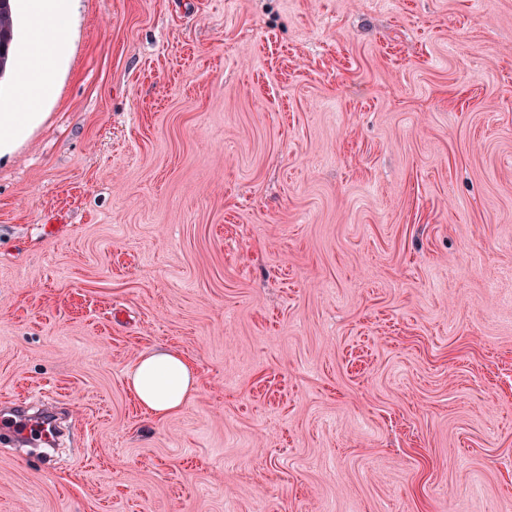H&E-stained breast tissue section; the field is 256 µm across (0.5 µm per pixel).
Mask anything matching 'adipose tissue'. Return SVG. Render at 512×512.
Returning a JSON list of instances; mask_svg holds the SVG:
<instances>
[{"instance_id":"obj_1","label":"adipose tissue","mask_w":512,"mask_h":512,"mask_svg":"<svg viewBox=\"0 0 512 512\" xmlns=\"http://www.w3.org/2000/svg\"><path fill=\"white\" fill-rule=\"evenodd\" d=\"M28 64L17 76L25 107L0 114V148L14 141L35 119V110L50 91L49 72L65 51L57 33L66 23L69 0H30ZM139 402L157 418L179 411L196 390L191 366L178 354L155 350L142 356L128 373Z\"/></svg>"}]
</instances>
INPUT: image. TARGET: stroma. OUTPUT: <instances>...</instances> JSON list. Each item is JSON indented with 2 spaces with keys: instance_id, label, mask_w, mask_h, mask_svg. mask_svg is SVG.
Instances as JSON below:
<instances>
[{
  "instance_id": "stroma-1",
  "label": "stroma",
  "mask_w": 512,
  "mask_h": 512,
  "mask_svg": "<svg viewBox=\"0 0 512 512\" xmlns=\"http://www.w3.org/2000/svg\"><path fill=\"white\" fill-rule=\"evenodd\" d=\"M0 152V512H512V0H72ZM194 368L154 418L127 374ZM128 383L139 402L156 418L179 411L197 389L191 366L168 350L142 356L129 371ZM42 425L56 429L54 434L47 436ZM58 418L48 409L34 410L26 400L16 401L9 414L0 415V439H7L17 448H39L56 442Z\"/></svg>"
}]
</instances>
